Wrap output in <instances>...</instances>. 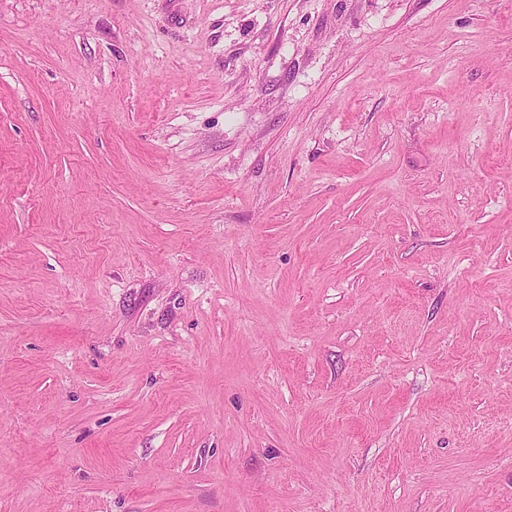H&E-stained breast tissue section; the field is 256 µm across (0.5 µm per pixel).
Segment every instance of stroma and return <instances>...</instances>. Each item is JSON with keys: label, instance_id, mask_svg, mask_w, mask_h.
<instances>
[{"label": "stroma", "instance_id": "35a3bbf8", "mask_svg": "<svg viewBox=\"0 0 512 512\" xmlns=\"http://www.w3.org/2000/svg\"><path fill=\"white\" fill-rule=\"evenodd\" d=\"M0 512H512V0H0Z\"/></svg>", "mask_w": 512, "mask_h": 512}]
</instances>
